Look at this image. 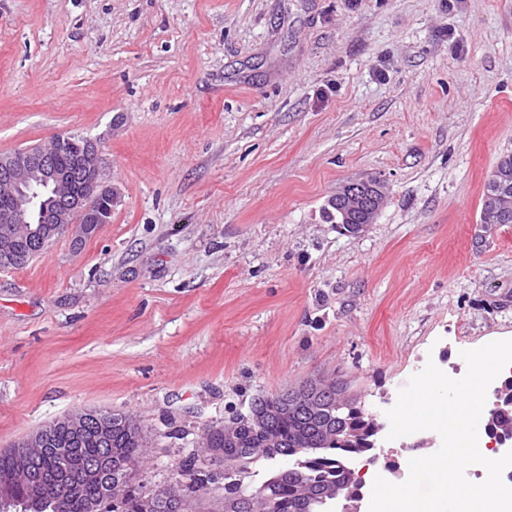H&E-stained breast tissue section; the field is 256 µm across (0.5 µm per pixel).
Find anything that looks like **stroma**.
<instances>
[{
    "mask_svg": "<svg viewBox=\"0 0 512 512\" xmlns=\"http://www.w3.org/2000/svg\"><path fill=\"white\" fill-rule=\"evenodd\" d=\"M99 142L112 221L0 271V452L75 410L135 416L148 491L234 411L314 379L387 424L427 362L512 339V0H0V154ZM388 188L361 237L337 187ZM431 430L380 439L365 484ZM504 161H508L510 167L512 168V157L509 156L500 161L497 165L496 170L492 172L488 182L485 186V192L483 195V202L480 213V223L483 224H512V215L509 219H503L501 217V213H499V204L498 201L491 197V194L494 193V185L497 180V173L501 171V163Z\"/></svg>",
    "mask_w": 512,
    "mask_h": 512,
    "instance_id": "35a3bbf8",
    "label": "stroma"
}]
</instances>
